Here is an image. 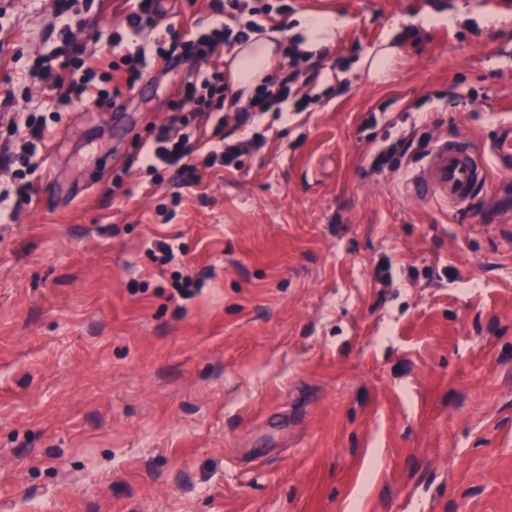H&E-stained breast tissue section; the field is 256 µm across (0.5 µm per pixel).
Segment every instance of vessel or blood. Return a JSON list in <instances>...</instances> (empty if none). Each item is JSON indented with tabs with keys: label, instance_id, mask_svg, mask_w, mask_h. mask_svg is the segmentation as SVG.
I'll list each match as a JSON object with an SVG mask.
<instances>
[{
	"label": "vessel or blood",
	"instance_id": "obj_1",
	"mask_svg": "<svg viewBox=\"0 0 512 512\" xmlns=\"http://www.w3.org/2000/svg\"><path fill=\"white\" fill-rule=\"evenodd\" d=\"M512 174V121H501L486 148L458 137H435L402 182L403 195L440 208H460L483 192L489 171Z\"/></svg>",
	"mask_w": 512,
	"mask_h": 512
}]
</instances>
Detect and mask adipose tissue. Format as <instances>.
<instances>
[{
	"label": "adipose tissue",
	"instance_id": "ef3b65f1",
	"mask_svg": "<svg viewBox=\"0 0 512 512\" xmlns=\"http://www.w3.org/2000/svg\"><path fill=\"white\" fill-rule=\"evenodd\" d=\"M338 24L330 15L301 21L291 32L302 55L320 56L336 42ZM277 35L271 31L251 34L229 57V70L234 91L250 95L268 74L272 61L279 56Z\"/></svg>",
	"mask_w": 512,
	"mask_h": 512
}]
</instances>
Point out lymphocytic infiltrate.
<instances>
[{
    "mask_svg": "<svg viewBox=\"0 0 512 512\" xmlns=\"http://www.w3.org/2000/svg\"><path fill=\"white\" fill-rule=\"evenodd\" d=\"M211 17L208 25L199 32H179L175 25H168L166 33L170 39L169 48H158L155 58L169 62L173 54L193 60L197 64L209 63L212 58L232 54L235 48L248 41L250 33L259 31L260 15L291 12L287 0L278 5L268 4L267 0H208ZM75 0H55L51 28L57 36L58 48L51 56L37 60L30 72L32 82L43 87L58 90L56 107L101 106V99L90 96V87L96 77L94 65L84 59L85 46L79 35L85 21L74 8ZM123 37L113 33L106 44V51L113 61L111 69L112 94L121 96L123 90L133 89L140 80L147 59L144 51L122 52ZM287 64L279 65L270 74L253 96L241 99L240 95L230 94L229 81L223 71H197L190 79L184 80L175 98L170 101V118L152 126L148 140L136 146V156L142 169L161 180L165 171H195L190 158L195 151L187 130L189 116H197L211 121V145L206 159L207 166L223 162L225 167H241L242 159L258 150L264 143L261 133L231 137L226 132V112H234L237 127L252 126L254 121L268 112H281L283 104H291L294 111H307L317 104L318 96L311 89L317 84L320 72L316 67H302L301 58L294 50H286ZM8 139L19 141L21 150L7 158V166L12 167L13 188L0 192V202L16 200L17 204L30 203L32 187L26 183L27 171L33 167L41 145L46 138V127L35 116L25 120H9L4 126ZM430 143L429 134L411 128L396 139L372 147L368 153L370 169L375 173L394 169L402 163L418 159Z\"/></svg>",
    "mask_w": 512,
    "mask_h": 512,
    "instance_id": "lymphocytic-infiltrate-1",
    "label": "lymphocytic infiltrate"
}]
</instances>
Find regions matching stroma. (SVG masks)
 <instances>
[{"mask_svg":"<svg viewBox=\"0 0 512 512\" xmlns=\"http://www.w3.org/2000/svg\"><path fill=\"white\" fill-rule=\"evenodd\" d=\"M82 37L123 0H78ZM54 0H0V102L44 117L30 205L0 222V512H512V229L407 200L376 141L512 117V12L488 0H294L343 27L306 112L262 115L242 169L152 181L134 144L191 69L100 109L28 73ZM382 78L366 61L386 41ZM175 258L161 260L159 244ZM192 279L189 297L175 277Z\"/></svg>","mask_w":512,"mask_h":512,"instance_id":"1","label":"stroma"}]
</instances>
